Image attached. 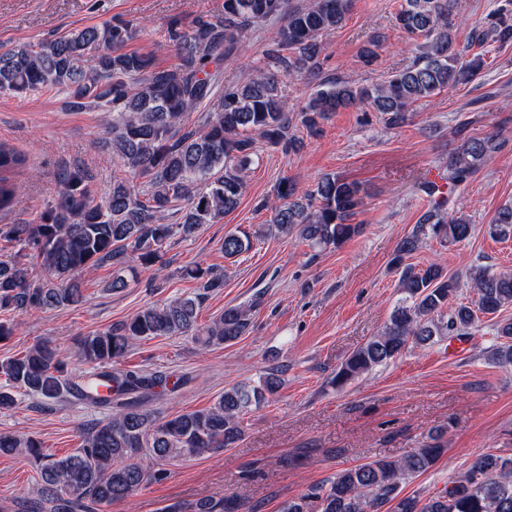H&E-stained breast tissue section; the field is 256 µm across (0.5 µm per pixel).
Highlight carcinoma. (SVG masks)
I'll use <instances>...</instances> for the list:
<instances>
[{"label": "carcinoma", "instance_id": "1", "mask_svg": "<svg viewBox=\"0 0 512 512\" xmlns=\"http://www.w3.org/2000/svg\"><path fill=\"white\" fill-rule=\"evenodd\" d=\"M350 7L351 0H311L297 10L288 9V0H224L220 15L199 19L189 31L170 22L168 39L179 58L172 69H159L151 56L125 50L140 28L120 19L1 51L0 93L58 88L70 109L93 107L112 115V153L130 179L112 180V188L99 196L83 169H68L38 223L0 224V242L10 250L0 258V312L76 305L83 299V275L102 265L115 271L107 284L114 292L128 288L126 271H162L174 236L190 235L238 207L258 159L256 139L295 151L296 122L315 130L330 112L366 105L398 127L419 104L472 81L484 67L479 53L461 60L455 41L459 0H405L397 15L400 28L424 40L412 64L362 87L321 80L300 111L286 110L284 78L318 68L323 38L343 26ZM274 19L283 25L263 63L223 85V67L234 64L248 32ZM470 39L477 46L489 39L512 42V9L501 8L488 29L473 27ZM211 100L215 107L185 127L190 114ZM497 147L496 139L486 136L448 154V188L467 183ZM28 169L26 155L0 140V214L16 207ZM421 188L431 205L391 259L400 302L383 331L336 369L330 384L337 388L410 346L466 335L478 314L493 315L512 305V272L471 269L467 278L475 300L468 305L453 302L459 276L437 263L417 268L407 262L429 240L446 247L472 233L464 217L448 212L439 185L426 182ZM362 205L358 183L326 175L310 190L282 181L269 209L278 233L295 234L315 248H338L361 232L351 219ZM488 231L493 236L512 232V205L497 212ZM260 236L258 229L237 227L224 236V257L249 251ZM184 275L206 292L224 287V276L210 267L197 264ZM202 300L198 293L148 305L125 321L77 337L78 370L68 369L62 351L49 342L0 362V412L15 408L23 395L41 404L76 403L106 413L84 432L81 447L62 457L31 436L0 433V457L38 463L36 497L16 502L21 512H96L161 479L158 465L231 448L242 439L248 411L277 394V371L257 385L225 389L210 407L159 420L147 403L175 391L180 382L166 373L118 367L138 340L190 334L208 347L234 342L249 330V306L227 308L209 325L198 326ZM496 336L502 343L495 358L512 362V319L496 323ZM444 453L436 436L401 458L342 469L285 502L281 512H512V459L494 455L476 458L428 498L403 494L402 484L433 467ZM241 507L233 499H200L189 506L172 503L161 512H239Z\"/></svg>", "mask_w": 512, "mask_h": 512}]
</instances>
